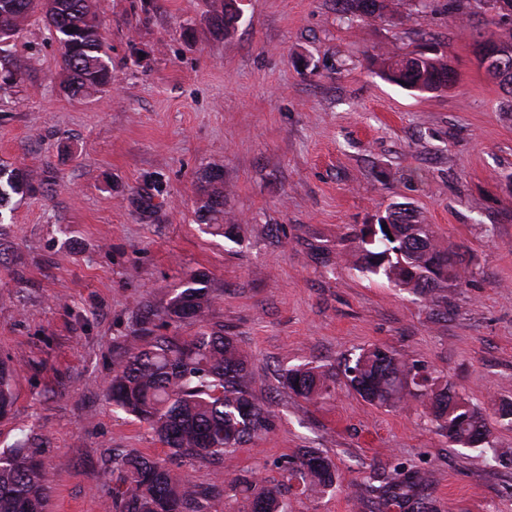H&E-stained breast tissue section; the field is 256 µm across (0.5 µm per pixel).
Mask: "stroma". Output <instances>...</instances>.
Wrapping results in <instances>:
<instances>
[{"label":"stroma","mask_w":512,"mask_h":512,"mask_svg":"<svg viewBox=\"0 0 512 512\" xmlns=\"http://www.w3.org/2000/svg\"><path fill=\"white\" fill-rule=\"evenodd\" d=\"M379 21L336 0H96L112 86L76 100L58 44L33 15L0 87V163L44 182L0 217V361L17 371L0 448L26 441L53 479L49 512H115V454L164 450L112 407L115 347L144 306L191 274L210 321L250 356L272 426L234 448L236 474L281 479L300 449L331 457L338 486L291 489L292 512H400L367 484L400 463L431 474L433 512H512V96L477 60L449 0H387ZM439 42L454 87L384 80L379 56ZM224 182L233 238L205 230L207 177ZM430 225L468 264L434 301L355 269V228L392 211ZM377 344L420 364L486 414L492 444L460 448L418 403L367 404L343 368ZM335 368L331 398L296 397L287 368ZM219 7L214 10L212 23L217 30L228 33L237 23L240 10L235 6L236 0H221Z\"/></svg>","instance_id":"stroma-1"}]
</instances>
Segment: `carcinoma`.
<instances>
[{"label": "carcinoma", "mask_w": 512, "mask_h": 512, "mask_svg": "<svg viewBox=\"0 0 512 512\" xmlns=\"http://www.w3.org/2000/svg\"><path fill=\"white\" fill-rule=\"evenodd\" d=\"M236 0H221L214 10L216 29L229 32L240 10ZM342 13L379 19L388 8L385 0H337ZM40 12L62 43L61 67L67 74L63 90L83 99L112 84V70L100 32L93 0H0V68L22 75L13 58L12 42L28 19ZM503 71L498 84L512 95V41L498 40ZM397 53L382 59V76L420 92L448 88V60L441 45ZM210 192L200 211L209 217L224 215L221 175L208 176ZM32 172L0 165V209L16 195L35 190ZM387 219L393 233L381 224H365L358 231L360 247L356 269L383 275L396 286L430 295L433 287L457 284L465 277L463 258L436 239L427 224H413L401 211ZM213 298L197 276L175 290L161 311L146 309L139 327L120 345L112 362L107 396L112 404L147 423L167 457L154 459L138 451L122 455L112 472V501L116 512H206L210 501L230 499L238 512H290L279 488L256 478L223 474L214 483H192L175 466L183 462L205 464L224 457L231 449L271 428L269 411L254 396L249 361L224 326L211 325ZM169 326L199 324L192 336H156L155 317ZM350 386L369 404L400 406L411 401L425 406L448 441L463 448L490 442L492 430L482 412L459 396L451 385L421 373L416 364L384 346L362 350L344 368ZM283 383L309 402L329 397L336 374L319 366L287 369ZM15 371L0 363V418L11 410ZM285 479L298 481L300 493L318 495L332 489L338 479L334 463L315 450H306L280 462ZM372 487L382 502L395 503L402 512H430L425 492L430 475L411 466H397ZM51 474L21 445L0 451V512H47Z\"/></svg>", "instance_id": "cac0c4a2"}]
</instances>
